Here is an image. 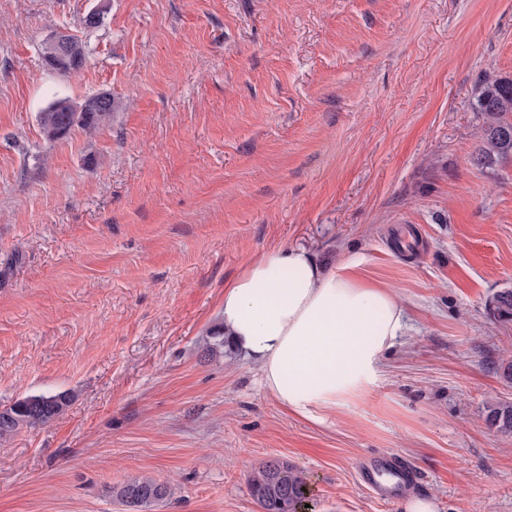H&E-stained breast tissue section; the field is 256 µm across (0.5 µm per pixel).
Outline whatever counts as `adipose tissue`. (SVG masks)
I'll use <instances>...</instances> for the list:
<instances>
[{"mask_svg": "<svg viewBox=\"0 0 512 512\" xmlns=\"http://www.w3.org/2000/svg\"><path fill=\"white\" fill-rule=\"evenodd\" d=\"M361 264L352 255L328 272L305 248H277L224 288L225 335L281 405L317 422L377 385L406 329L397 290L360 279Z\"/></svg>", "mask_w": 512, "mask_h": 512, "instance_id": "obj_1", "label": "adipose tissue"}]
</instances>
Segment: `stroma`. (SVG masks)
Here are the masks:
<instances>
[{
  "label": "stroma",
  "mask_w": 512,
  "mask_h": 512,
  "mask_svg": "<svg viewBox=\"0 0 512 512\" xmlns=\"http://www.w3.org/2000/svg\"><path fill=\"white\" fill-rule=\"evenodd\" d=\"M101 9L98 28L83 17ZM56 33L86 62L46 65ZM512 78V0H0V409L65 392L0 441V512H260L248 478L303 470L315 512H403L367 457L436 512H512V158L482 168L472 102ZM107 92L98 133L47 140L58 98ZM399 289L410 332L370 392L317 423L257 363L211 348L224 287L275 248ZM487 422L498 431L512 434V403H500L489 408ZM415 467L394 454L385 453L370 459L360 468L361 482L373 488L382 500H394L407 479L414 478ZM112 492L123 505L132 506L130 512H145L172 494L168 484L152 476L135 477L116 486Z\"/></svg>",
  "instance_id": "stroma-1"
}]
</instances>
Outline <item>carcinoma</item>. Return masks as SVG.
<instances>
[{
  "label": "carcinoma",
  "mask_w": 512,
  "mask_h": 512,
  "mask_svg": "<svg viewBox=\"0 0 512 512\" xmlns=\"http://www.w3.org/2000/svg\"><path fill=\"white\" fill-rule=\"evenodd\" d=\"M473 109L487 117L484 129L486 147L477 158V165L488 167L499 159L512 157V79H496L486 83L472 103ZM118 107L112 94L96 110L79 112L67 99L51 102L40 113V125L50 141L68 137L80 129L88 134L99 132L111 120ZM493 314L512 320V288L496 292L490 301ZM65 392L27 395L7 408L0 409V440H7L23 428L50 422L68 406ZM487 422L503 433L512 434V403L489 408ZM251 495L262 512H308L311 503L307 475L280 460H268L256 469L250 479ZM115 498L132 506L131 512H146L154 504L172 494L168 484L152 476L135 477L113 489Z\"/></svg>",
  "instance_id": "carcinoma-1"
}]
</instances>
